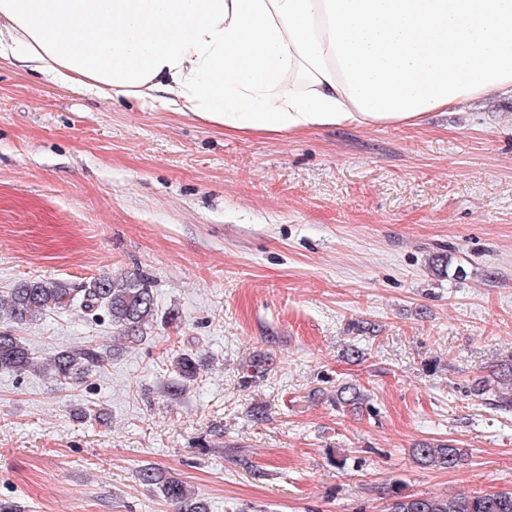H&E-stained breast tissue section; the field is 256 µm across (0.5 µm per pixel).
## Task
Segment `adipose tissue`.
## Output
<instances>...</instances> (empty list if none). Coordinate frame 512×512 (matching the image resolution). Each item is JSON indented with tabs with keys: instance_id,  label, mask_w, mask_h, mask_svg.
Returning a JSON list of instances; mask_svg holds the SVG:
<instances>
[{
	"instance_id": "ef3b65f1",
	"label": "adipose tissue",
	"mask_w": 512,
	"mask_h": 512,
	"mask_svg": "<svg viewBox=\"0 0 512 512\" xmlns=\"http://www.w3.org/2000/svg\"><path fill=\"white\" fill-rule=\"evenodd\" d=\"M228 132L417 126L512 92V0H0V63Z\"/></svg>"
}]
</instances>
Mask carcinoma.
I'll list each match as a JSON object with an SVG mask.
<instances>
[{
  "label": "carcinoma",
  "mask_w": 512,
  "mask_h": 512,
  "mask_svg": "<svg viewBox=\"0 0 512 512\" xmlns=\"http://www.w3.org/2000/svg\"><path fill=\"white\" fill-rule=\"evenodd\" d=\"M59 310L83 314L103 311L118 329V338L128 346L142 344L146 328L153 324L156 299L147 282L136 277H93L80 288L59 279L25 280L11 289L0 302V315L14 324L27 325ZM110 354L95 345L80 348L59 347L48 359L35 355L25 340L12 330H0V373L47 374L63 390L82 383L91 372L105 367ZM176 381L168 394L181 395L200 379L201 364L191 353L172 357ZM336 404L361 408L363 397L354 387L336 394ZM414 458L429 466L448 468L456 465L460 450L444 440L425 442L413 449ZM140 483L160 491L166 501L177 505L178 512H210L206 500L195 496L179 477L154 467L138 473ZM386 512H512V493L459 494L452 498L395 492Z\"/></svg>",
  "instance_id": "cac0c4a2"
}]
</instances>
